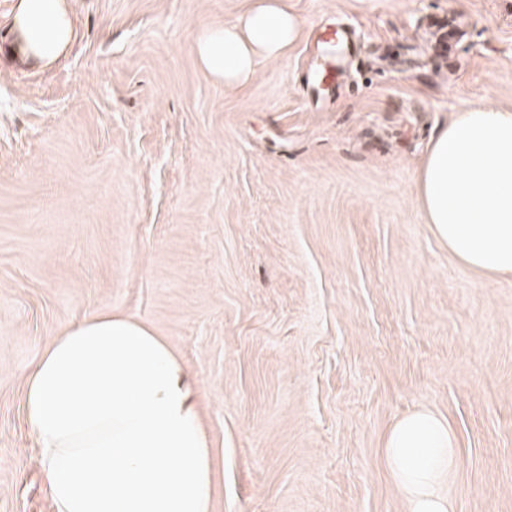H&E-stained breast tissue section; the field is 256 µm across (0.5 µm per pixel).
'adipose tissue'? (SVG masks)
Returning a JSON list of instances; mask_svg holds the SVG:
<instances>
[{
  "label": "adipose tissue",
  "instance_id": "obj_1",
  "mask_svg": "<svg viewBox=\"0 0 512 512\" xmlns=\"http://www.w3.org/2000/svg\"><path fill=\"white\" fill-rule=\"evenodd\" d=\"M299 23L283 0H254L196 45L225 87L282 57ZM9 54L56 61L74 38V0H18ZM418 196L435 236L471 269L512 275V111L459 112L427 147ZM24 413L55 512H211L216 459L181 361L142 321L99 311L45 347L24 378ZM456 440L428 411L399 419L384 455L410 512H448L438 488Z\"/></svg>",
  "mask_w": 512,
  "mask_h": 512
}]
</instances>
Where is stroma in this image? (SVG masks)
Returning <instances> with one entry per match:
<instances>
[{"label": "stroma", "instance_id": "1", "mask_svg": "<svg viewBox=\"0 0 512 512\" xmlns=\"http://www.w3.org/2000/svg\"><path fill=\"white\" fill-rule=\"evenodd\" d=\"M251 0H78L42 70L0 56V512H53L24 375L100 311L178 354L218 458L212 512H407L386 436L457 443L452 512H512V277L464 266L417 194L430 138L512 109V0H288L243 87L196 42ZM328 24L356 49L303 106Z\"/></svg>", "mask_w": 512, "mask_h": 512}]
</instances>
